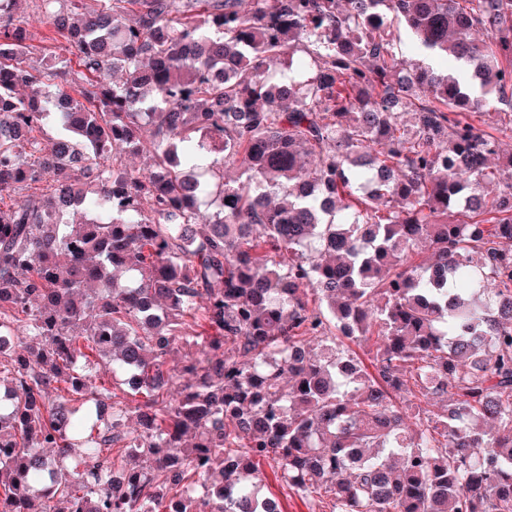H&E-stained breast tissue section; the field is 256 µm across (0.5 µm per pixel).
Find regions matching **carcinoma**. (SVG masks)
Returning a JSON list of instances; mask_svg holds the SVG:
<instances>
[{
    "label": "carcinoma",
    "mask_w": 512,
    "mask_h": 512,
    "mask_svg": "<svg viewBox=\"0 0 512 512\" xmlns=\"http://www.w3.org/2000/svg\"><path fill=\"white\" fill-rule=\"evenodd\" d=\"M32 2L73 58L0 0V512H280L265 466L512 512V0Z\"/></svg>",
    "instance_id": "1"
}]
</instances>
